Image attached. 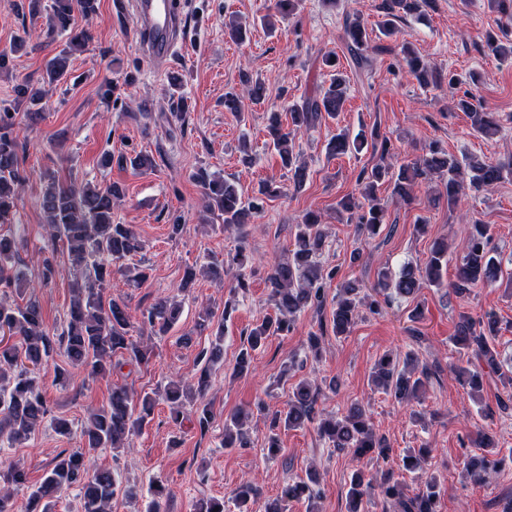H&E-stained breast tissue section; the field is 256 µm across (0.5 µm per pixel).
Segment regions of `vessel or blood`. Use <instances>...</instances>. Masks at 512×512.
Returning a JSON list of instances; mask_svg holds the SVG:
<instances>
[{
	"label": "vessel or blood",
	"instance_id": "vessel-or-blood-1",
	"mask_svg": "<svg viewBox=\"0 0 512 512\" xmlns=\"http://www.w3.org/2000/svg\"><path fill=\"white\" fill-rule=\"evenodd\" d=\"M134 36L142 57L165 69L180 42V18L175 0H136Z\"/></svg>",
	"mask_w": 512,
	"mask_h": 512
}]
</instances>
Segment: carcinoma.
I'll return each instance as SVG.
<instances>
[{
	"mask_svg": "<svg viewBox=\"0 0 512 512\" xmlns=\"http://www.w3.org/2000/svg\"><path fill=\"white\" fill-rule=\"evenodd\" d=\"M433 0H382L385 20L382 32L386 37L396 34V22L408 17H424L425 8ZM29 13L42 15L46 20L47 34L65 33L68 41L53 57L47 60L45 73L49 81H65L69 77L72 53L87 40L80 20L96 13L98 0H28ZM345 32L351 47L359 51L366 41L367 31L360 17L346 19ZM403 62L408 72L424 87L441 86L442 75L426 62L408 42L402 45ZM14 103L25 104L30 121L41 119V112L34 109L41 99L40 91L22 79L14 87ZM346 79L336 73L329 86L320 93L309 96L300 105L289 109L292 128L286 130L279 114H271L269 133L283 168L291 174L294 186L301 187L306 170L297 164L293 153L295 132L335 119L344 110ZM455 106L468 114L473 130L483 136L498 132L499 123L493 113L486 111L481 100L466 91L455 101ZM16 113L0 112V225L13 224L15 200L25 182L19 151L20 142L15 133ZM367 143L363 133L349 139L339 134L329 145L328 152L339 155L350 150L359 151ZM438 176L443 180L448 205L458 202L467 188L480 190L503 179V168L490 161L467 158L459 161L432 145L426 154L411 163L394 167L377 164L369 172H362L365 179L362 203L352 196L343 197L338 203L339 212L362 211L357 229L370 237L385 220V209L374 194L375 183L384 180L393 184V194L409 203L414 186ZM194 179L200 185L205 208L218 214L224 230L244 224L252 214L264 208L265 199L277 193V188L266 183L251 197L244 196L237 184L199 169ZM45 189L40 206L46 219V232L53 243L66 247L74 281L70 286V301L66 325L58 335H52L44 326L42 311L37 301L24 304L9 303L3 299L6 290L19 288L27 281L23 271L10 265L17 252V239L11 233L0 235V442L13 446L29 439L45 420H50L54 430L62 436H71L69 422L50 416L45 391L38 380L40 367L55 355L67 358L72 368L95 379L112 372V358L120 356L136 364H146L151 349L144 342L132 339L133 324L128 305L123 298L112 295V277L118 273L127 281L140 286L147 281V274L140 266H130L126 261L142 249V243L128 224L112 219L113 201L124 196L123 188L112 183L104 187L91 182L66 183L55 173H44ZM326 243V233L318 215L309 212L297 225L293 259L277 263L268 277L270 296L275 302V314L250 329L238 354L233 372L237 375L249 371L255 353L262 349L268 337L286 336L295 327L297 315L311 309L320 315L317 330L307 337V349L318 358L324 336L331 331L336 336L346 334L361 317L362 310L379 312V303L368 300L357 281L343 284L332 307L330 318L323 317L326 302L325 287L336 278V268L324 265L320 257ZM491 234L488 225L475 220L467 225L463 241V257L456 269L454 293L460 297L471 289L495 282L501 264L490 248ZM448 262V244L444 240L433 242L428 256L415 264L403 267L396 278L383 273L380 285L393 289L396 295L410 297L424 286H437L442 265ZM181 304L164 300L140 311V328L152 336L167 334L179 318ZM224 310L222 320L213 322L209 309L198 314L196 327L205 331L216 327L214 341L199 355L203 367L195 383L170 381L153 393L138 397L125 387H114L109 404L92 412L80 430L81 447L64 449L56 457L47 475L29 493L27 512H54L58 498L70 489H77L78 512H111L112 499L119 485L108 469L90 472L89 456L100 449L118 450L130 447L132 436L142 431L151 421L156 403L160 400L170 406L171 418L181 426L186 412H191L200 431H205L211 418L209 404L203 401L208 387L211 365L223 358ZM500 331L499 320L493 313L475 318L459 314L454 346L466 351L477 361L475 369L458 368L456 372L476 394L483 388V379H495L501 384L505 396L499 398L502 412L512 410V365L500 359L496 338ZM431 370L419 363L414 353L404 358L385 353L376 361L371 383L375 389L391 395L400 402L421 401L429 385ZM319 387L308 379L301 380L288 398L285 411H277L270 419L267 435V456L274 457L280 450L278 430L315 426L318 437L337 452L352 454L361 460L373 455L384 460L390 457V448L379 436L363 406L350 405L339 417L316 408ZM249 414L237 412L224 421L223 445L226 448H245L249 444ZM431 451L420 448L403 455L398 468L408 473L424 471ZM503 459L478 460L468 458L465 470L474 481L484 483L501 468ZM26 474L14 464L0 463V512H9L8 501L15 488L25 484ZM319 475L314 470L306 477L286 484L280 496L265 508V512H288V504L304 499L314 504L320 498ZM441 480L435 474L426 477L423 487L414 495L404 493L403 484L395 477L392 468L379 475L359 468L351 476L347 491V512H368L367 505L375 499L383 512H438ZM258 494L257 486L250 480L240 482L231 492V501L237 512H251L249 503ZM169 490L157 485L152 490L148 512H168ZM225 512L224 499L202 497L194 504V512Z\"/></svg>",
	"mask_w": 512,
	"mask_h": 512,
	"instance_id": "carcinoma-1",
	"label": "carcinoma"
}]
</instances>
